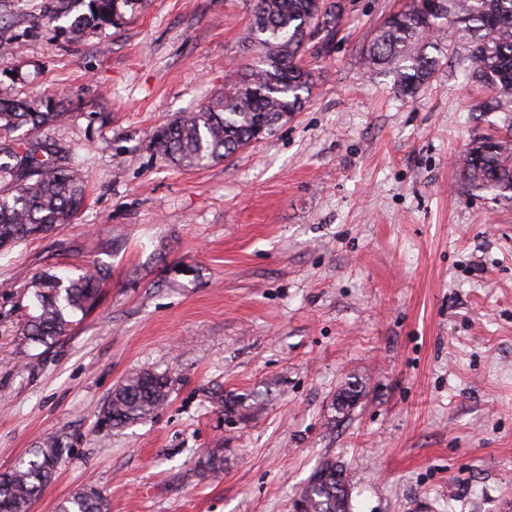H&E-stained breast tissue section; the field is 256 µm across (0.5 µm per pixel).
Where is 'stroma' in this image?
Returning <instances> with one entry per match:
<instances>
[{
    "label": "stroma",
    "instance_id": "stroma-1",
    "mask_svg": "<svg viewBox=\"0 0 512 512\" xmlns=\"http://www.w3.org/2000/svg\"><path fill=\"white\" fill-rule=\"evenodd\" d=\"M408 2L341 0L300 112L198 169L152 134L258 62L255 0H136L79 40L31 24L40 0L13 17L0 96L62 95L49 135L89 171L75 223L0 251V472L64 445L30 512L84 489L107 512H292L327 460L351 512H512V199L462 168L475 138L512 137V107L475 111L492 92L456 55L394 93L365 57ZM88 265L108 272L94 308L27 344L34 279ZM148 369L166 403L106 426L113 388Z\"/></svg>",
    "mask_w": 512,
    "mask_h": 512
}]
</instances>
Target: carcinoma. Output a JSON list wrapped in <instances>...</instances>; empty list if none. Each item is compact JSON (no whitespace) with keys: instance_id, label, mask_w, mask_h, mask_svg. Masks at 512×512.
I'll return each instance as SVG.
<instances>
[{"instance_id":"1","label":"carcinoma","mask_w":512,"mask_h":512,"mask_svg":"<svg viewBox=\"0 0 512 512\" xmlns=\"http://www.w3.org/2000/svg\"><path fill=\"white\" fill-rule=\"evenodd\" d=\"M131 0H42L36 22L65 21L75 39L115 25L120 8ZM336 0H256L253 15L264 24L251 25L249 39L261 46V64L248 70L234 91L209 98L199 109L183 112L153 136L156 148L181 167H205L221 161L288 121L305 102L311 74L300 63L307 36L323 32L321 49L331 42L339 19ZM462 32V46L452 52L467 62L468 77L494 92L481 104H512V0H450L444 14L425 16L419 0L390 14L368 50L372 65L394 64V90L412 98L434 76L447 48V24ZM66 117L61 102L47 97H0V251L28 238L46 235L78 219L85 185L78 165L69 161L70 145L42 136ZM26 127L29 137L11 133ZM464 165L481 189L501 196L512 192V142L482 137L470 148ZM102 269H86L76 277L42 274L35 285L38 313L22 329L26 340L49 346L71 331L69 313L87 312L96 303ZM169 395L166 375L146 371L116 387L102 418L118 428L151 416ZM63 443L49 437L8 472L0 473V512H30V505L50 483L62 456ZM346 470L333 461L311 476L299 498L305 512H351ZM56 512H105L96 491L79 492Z\"/></svg>"}]
</instances>
